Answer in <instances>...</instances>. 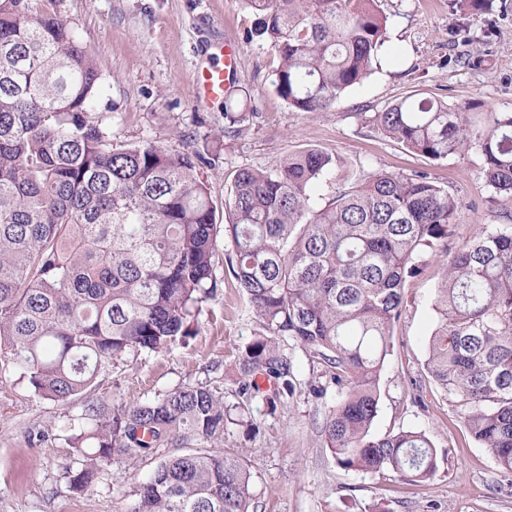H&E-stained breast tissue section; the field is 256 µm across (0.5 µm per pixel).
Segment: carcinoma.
<instances>
[{
	"instance_id": "cac0c4a2",
	"label": "carcinoma",
	"mask_w": 512,
	"mask_h": 512,
	"mask_svg": "<svg viewBox=\"0 0 512 512\" xmlns=\"http://www.w3.org/2000/svg\"><path fill=\"white\" fill-rule=\"evenodd\" d=\"M255 39L278 55L271 84L294 112H321L365 80L385 43L376 0H240ZM103 86L96 62L57 16L0 0V356L42 397L66 402L128 351L160 352L191 335L198 303L228 276L264 323L238 357L240 416L273 382L293 394L276 337L308 348L348 392L322 435L338 466L421 482L437 473L422 431L374 436L378 379L406 278L424 248L448 240L458 203L427 175L377 172L316 186L343 166L304 149L238 170L216 223L200 156L146 143L117 149L90 119ZM250 113L224 102V127ZM360 119L434 162L477 149L487 186L512 195V113L414 94ZM428 338L430 377L472 407L465 424L512 471V228L483 231L448 261ZM224 405L204 385L109 410L87 401L71 439L70 487L91 489L112 456H153L182 436H224ZM251 472L238 455L195 452L159 463L127 512H249Z\"/></svg>"
}]
</instances>
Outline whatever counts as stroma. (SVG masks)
I'll return each instance as SVG.
<instances>
[{
	"label": "stroma",
	"instance_id": "obj_1",
	"mask_svg": "<svg viewBox=\"0 0 512 512\" xmlns=\"http://www.w3.org/2000/svg\"><path fill=\"white\" fill-rule=\"evenodd\" d=\"M33 11L67 21L100 69L104 93L92 118L114 147L153 142L202 154L196 173L216 207H223L236 170L262 169L288 154L318 148L344 163L335 182L316 195L330 197L336 182L389 172L427 174L459 201L447 251L424 250L404 284V306L394 325L393 349L380 374L377 434L425 432L437 451L438 471L416 483L387 472L370 476L340 468L323 444L322 426L345 388L291 337L280 339L292 365L295 390L276 407L263 395L248 404L250 424L226 420L215 443L192 440L188 449L246 455L253 475L250 512H512V473L465 427L469 404L430 378L427 342L450 252L482 231L512 220V195L495 193L477 150L432 162L405 149L361 113L380 112L424 93L486 112H512V0H494L489 13L462 12L454 0H377L386 41L372 74L325 112H294L271 84L277 55L247 42L255 17L239 0H31ZM240 49L235 81L238 109L255 111L239 133L224 131V103L197 104L192 76L210 45ZM483 57L467 66L463 57ZM223 283L203 299L188 344L159 353L124 354L98 375L87 396L68 403L34 392L13 363L0 360V512H125L156 463L182 453L157 449L138 459L114 455L92 490L79 494L69 471L77 453L69 436L85 400L108 408L146 402L176 388L206 384L234 408L240 400L236 361L264 331L262 320L217 262Z\"/></svg>",
	"mask_w": 512,
	"mask_h": 512
}]
</instances>
